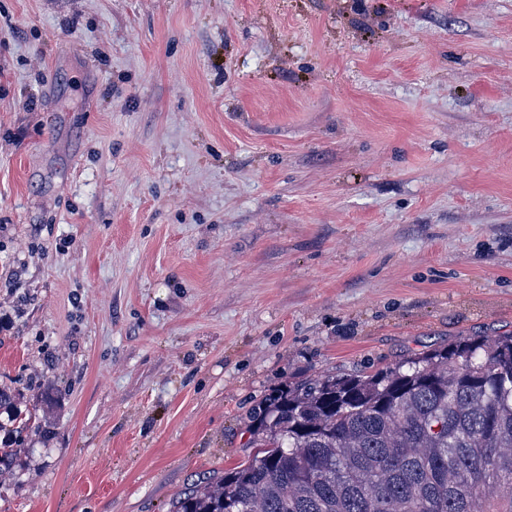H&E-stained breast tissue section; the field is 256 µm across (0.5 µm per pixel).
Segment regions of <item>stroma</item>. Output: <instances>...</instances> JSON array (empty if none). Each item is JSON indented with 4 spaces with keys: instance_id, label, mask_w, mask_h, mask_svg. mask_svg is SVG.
Here are the masks:
<instances>
[{
    "instance_id": "35a3bbf8",
    "label": "stroma",
    "mask_w": 512,
    "mask_h": 512,
    "mask_svg": "<svg viewBox=\"0 0 512 512\" xmlns=\"http://www.w3.org/2000/svg\"><path fill=\"white\" fill-rule=\"evenodd\" d=\"M0 512H170L274 389L512 333V0H0Z\"/></svg>"
}]
</instances>
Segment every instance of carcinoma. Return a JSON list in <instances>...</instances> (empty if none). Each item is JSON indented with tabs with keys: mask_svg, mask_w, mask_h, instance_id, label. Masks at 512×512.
<instances>
[{
	"mask_svg": "<svg viewBox=\"0 0 512 512\" xmlns=\"http://www.w3.org/2000/svg\"><path fill=\"white\" fill-rule=\"evenodd\" d=\"M249 432L170 512H512V334L285 384Z\"/></svg>",
	"mask_w": 512,
	"mask_h": 512,
	"instance_id": "1",
	"label": "carcinoma"
}]
</instances>
